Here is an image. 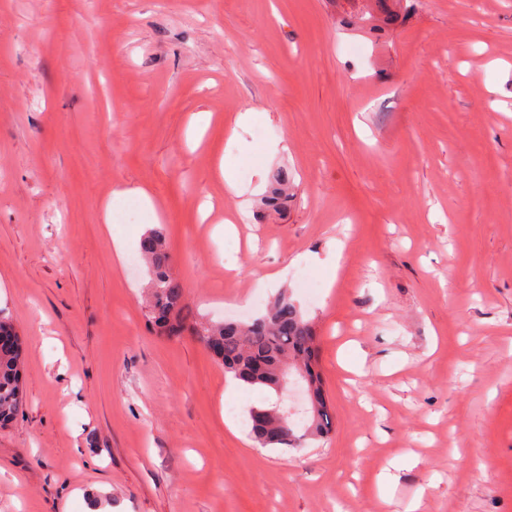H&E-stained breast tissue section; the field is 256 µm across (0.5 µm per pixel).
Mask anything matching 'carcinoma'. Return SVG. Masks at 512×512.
Wrapping results in <instances>:
<instances>
[{
    "label": "carcinoma",
    "mask_w": 512,
    "mask_h": 512,
    "mask_svg": "<svg viewBox=\"0 0 512 512\" xmlns=\"http://www.w3.org/2000/svg\"><path fill=\"white\" fill-rule=\"evenodd\" d=\"M291 177L277 170L262 211L278 213L288 204ZM139 249L149 274L151 295L146 306L147 322L170 338L188 331L204 343L208 352L224 365V372L247 386L277 391L283 366L305 375L311 391L309 416L304 426L283 416L277 402L252 408L249 435L262 448H296L308 440L327 438L334 428L321 374L316 369V331L300 307L285 294L278 296L265 314L248 324L232 320L204 322L191 317L185 303V288L174 275L171 250L162 229L154 228L140 239ZM0 335L15 342L0 350V427L22 412L23 339L14 324L0 315Z\"/></svg>",
    "instance_id": "1"
}]
</instances>
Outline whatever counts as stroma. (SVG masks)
Here are the masks:
<instances>
[{"mask_svg": "<svg viewBox=\"0 0 512 512\" xmlns=\"http://www.w3.org/2000/svg\"><path fill=\"white\" fill-rule=\"evenodd\" d=\"M387 2L0 0V512H512V0ZM159 225L199 316L313 320L328 440L256 447L274 392L148 329ZM290 181L288 169L282 168L273 174L268 193L262 200L263 213H278L285 208L288 199L292 196L288 193ZM0 347L3 339L11 342L7 336H14L10 347L0 350V427L11 423L22 412L23 392V339L14 324L0 315Z\"/></svg>", "mask_w": 512, "mask_h": 512, "instance_id": "stroma-1", "label": "stroma"}]
</instances>
